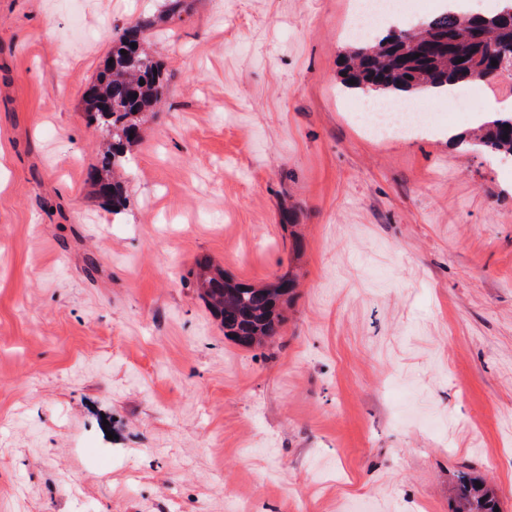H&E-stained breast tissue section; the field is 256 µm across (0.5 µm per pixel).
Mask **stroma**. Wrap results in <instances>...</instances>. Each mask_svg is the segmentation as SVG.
Listing matches in <instances>:
<instances>
[{
  "mask_svg": "<svg viewBox=\"0 0 512 512\" xmlns=\"http://www.w3.org/2000/svg\"><path fill=\"white\" fill-rule=\"evenodd\" d=\"M187 2L0 0V512H452L461 470L512 512V164L465 121L365 136L354 0ZM146 18L169 92L116 211L83 95ZM204 256L297 273L268 346ZM190 283L211 313L224 327V336L250 349L266 344L267 336H277L282 323V307L292 298L297 281L288 272L279 284L253 285L235 280L224 268L207 259L196 262Z\"/></svg>",
  "mask_w": 512,
  "mask_h": 512,
  "instance_id": "35a3bbf8",
  "label": "stroma"
}]
</instances>
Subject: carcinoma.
Wrapping results in <instances>:
<instances>
[{"instance_id": "cac0c4a2", "label": "carcinoma", "mask_w": 512, "mask_h": 512, "mask_svg": "<svg viewBox=\"0 0 512 512\" xmlns=\"http://www.w3.org/2000/svg\"><path fill=\"white\" fill-rule=\"evenodd\" d=\"M500 2L493 13L464 16L447 0L411 27L389 26L372 44L359 39L343 60V85L365 94L384 92L392 104L434 89L487 81L495 46L512 44V0ZM152 25L136 24L119 34L110 55L112 67L103 69L86 94L89 124L95 125L104 145L87 180L100 196L112 199L116 210L125 201L120 172L130 166L126 147L139 139L144 114L168 94L163 62L145 47ZM464 143L512 155V116L486 121ZM196 267L190 272L191 285L220 320L224 335L250 349L279 334L282 307L297 288L293 275L280 277L277 285H253L235 280L207 259L197 261ZM496 507L490 489L461 477L454 512H494Z\"/></svg>"}]
</instances>
